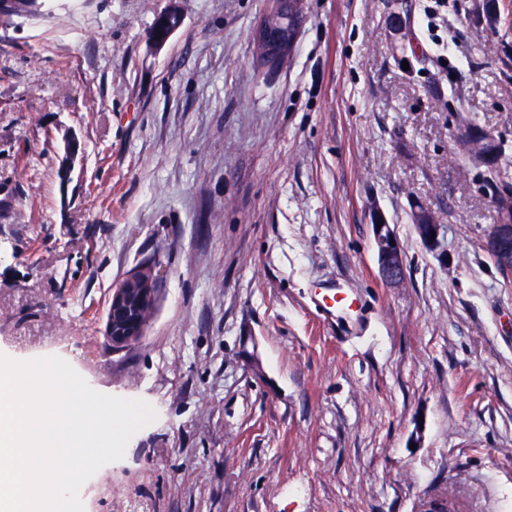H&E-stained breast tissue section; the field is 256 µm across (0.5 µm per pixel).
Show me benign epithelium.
Returning a JSON list of instances; mask_svg holds the SVG:
<instances>
[{
	"label": "benign epithelium",
	"instance_id": "7a95c632",
	"mask_svg": "<svg viewBox=\"0 0 512 512\" xmlns=\"http://www.w3.org/2000/svg\"><path fill=\"white\" fill-rule=\"evenodd\" d=\"M305 0H269L270 7L261 16L251 35L257 47L256 63L277 70L292 57L306 21ZM501 217L484 238L485 249L494 253L506 273L512 274V195L500 203ZM415 228L424 245L448 261V250L441 248L443 225L433 215L413 207ZM373 233L379 273L392 285L405 279V251L384 215L373 214ZM158 277L149 265L136 268L112 289L107 312L105 336L115 349L126 348L146 332L158 301Z\"/></svg>",
	"mask_w": 512,
	"mask_h": 512
}]
</instances>
